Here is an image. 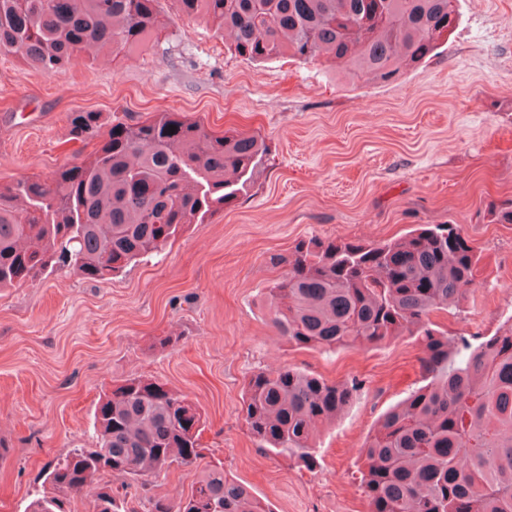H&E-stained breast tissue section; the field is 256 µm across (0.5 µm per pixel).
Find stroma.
Listing matches in <instances>:
<instances>
[{"label":"stroma","instance_id":"35a3bbf8","mask_svg":"<svg viewBox=\"0 0 512 512\" xmlns=\"http://www.w3.org/2000/svg\"><path fill=\"white\" fill-rule=\"evenodd\" d=\"M123 55L77 53L48 75L0 49V184L49 176L90 155L68 116L145 120L165 110L263 137L247 194L106 284L58 272L0 288V512H26L51 463L96 441L94 409L129 378L187 396L205 422L202 456L149 482L104 473L126 512L175 503L222 464L270 512H368L361 448L380 417L421 386L413 337L376 347H289L271 324L274 254L317 236L380 242L421 224H458L481 253L479 283L434 322L483 341L512 325V0H458L460 21L431 59L396 82L338 63L231 56L214 27L176 17ZM175 345H168V338ZM291 367L358 380L353 403L313 442L314 469L266 453L242 412L244 381Z\"/></svg>","mask_w":512,"mask_h":512}]
</instances>
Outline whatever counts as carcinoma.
Here are the masks:
<instances>
[{"label": "carcinoma", "mask_w": 512, "mask_h": 512, "mask_svg": "<svg viewBox=\"0 0 512 512\" xmlns=\"http://www.w3.org/2000/svg\"><path fill=\"white\" fill-rule=\"evenodd\" d=\"M172 2L178 15L229 34L237 57H327L378 83L395 81L403 59L433 57L459 21L458 0ZM160 25V0H0V48L48 75L82 49L141 46ZM69 125L83 140L104 122L78 111ZM267 152L258 135L216 133L175 112L112 124L84 160L0 185V288L54 269L100 284L118 277L243 194ZM269 263L284 268L268 297L272 326L289 345L333 351L405 334L418 343L423 385L383 415L363 448L369 512H512V326L474 347L431 321L476 286L481 254L460 226L421 225L377 243L314 236ZM357 391L354 381L258 370L243 385L244 422L268 451L311 470L314 425L336 420ZM95 424L96 446L58 460L30 512H69V496L90 490L93 512H121L101 473L152 478L201 456V414L159 382L125 380L100 399ZM150 512L269 509L215 465L184 499H154Z\"/></svg>", "instance_id": "obj_1"}]
</instances>
